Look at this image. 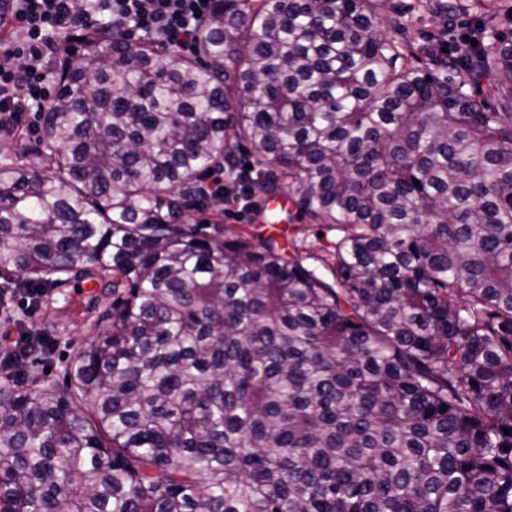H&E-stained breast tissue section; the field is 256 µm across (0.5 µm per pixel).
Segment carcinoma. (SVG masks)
<instances>
[{"label":"carcinoma","instance_id":"obj_1","mask_svg":"<svg viewBox=\"0 0 512 512\" xmlns=\"http://www.w3.org/2000/svg\"><path fill=\"white\" fill-rule=\"evenodd\" d=\"M409 13L221 0L194 55L66 50L0 165V289L112 303L63 389L0 361V512H512V20ZM224 169L251 220L195 222ZM280 197L336 239L283 244Z\"/></svg>","mask_w":512,"mask_h":512}]
</instances>
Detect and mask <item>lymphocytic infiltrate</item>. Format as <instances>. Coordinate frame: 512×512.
Instances as JSON below:
<instances>
[{
    "label": "lymphocytic infiltrate",
    "mask_w": 512,
    "mask_h": 512,
    "mask_svg": "<svg viewBox=\"0 0 512 512\" xmlns=\"http://www.w3.org/2000/svg\"><path fill=\"white\" fill-rule=\"evenodd\" d=\"M220 0H0L11 41L0 44V137L12 135L25 113L41 111L51 95L48 63L63 41L87 31H117L127 43L152 38L182 52L197 48L198 33Z\"/></svg>",
    "instance_id": "lymphocytic-infiltrate-1"
}]
</instances>
